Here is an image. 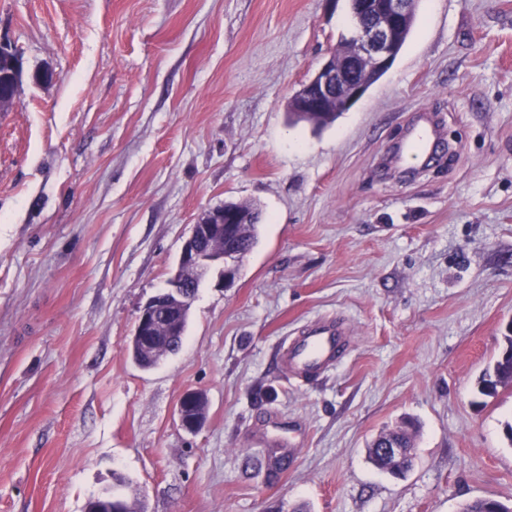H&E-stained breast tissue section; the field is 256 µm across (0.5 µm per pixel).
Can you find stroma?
<instances>
[{
	"mask_svg": "<svg viewBox=\"0 0 512 512\" xmlns=\"http://www.w3.org/2000/svg\"><path fill=\"white\" fill-rule=\"evenodd\" d=\"M416 9L393 66L317 131L288 102L349 35L348 0H0V40L55 74L0 117V512L130 485L144 512L512 504V384L474 393L512 320V0ZM424 112L435 161L391 165ZM245 201L260 240L235 283L210 273L180 352L140 369L141 308L200 214ZM323 317L353 344L303 382L280 348ZM405 417L396 477L367 445Z\"/></svg>",
	"mask_w": 512,
	"mask_h": 512,
	"instance_id": "obj_1",
	"label": "stroma"
}]
</instances>
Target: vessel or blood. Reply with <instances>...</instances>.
<instances>
[{"label":"vessel or blood","mask_w":512,"mask_h":512,"mask_svg":"<svg viewBox=\"0 0 512 512\" xmlns=\"http://www.w3.org/2000/svg\"><path fill=\"white\" fill-rule=\"evenodd\" d=\"M433 142L430 125L414 126L406 137L402 165L423 164L432 151ZM349 346L345 323L338 318H321L305 326L298 336L286 343L282 362L289 374L306 382L336 366Z\"/></svg>","instance_id":"vessel-or-blood-1"}]
</instances>
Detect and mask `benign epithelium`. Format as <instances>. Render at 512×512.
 <instances>
[{"mask_svg": "<svg viewBox=\"0 0 512 512\" xmlns=\"http://www.w3.org/2000/svg\"><path fill=\"white\" fill-rule=\"evenodd\" d=\"M415 0H357L353 17L357 36L352 49L338 57L330 53L314 75L296 93L298 111L324 112L332 107L349 109L365 94L360 81L364 69H386L397 58L400 46L396 33L412 15ZM25 78L24 67H15L0 86V112L12 107ZM254 223V214L240 207L224 205L206 210L193 225L184 241L175 273L165 289L152 297L137 318L135 337L151 347L159 329L174 334L180 323L182 309L165 302L174 294L192 303L198 284L215 265L222 266L220 282L228 287L236 277L248 252L238 246V226ZM203 396L200 391L183 395L178 406L181 426L194 432L200 422L186 417V409Z\"/></svg>", "mask_w": 512, "mask_h": 512, "instance_id": "obj_1", "label": "benign epithelium"}]
</instances>
